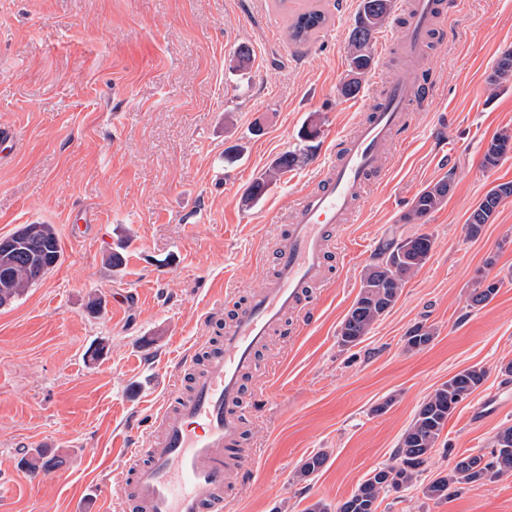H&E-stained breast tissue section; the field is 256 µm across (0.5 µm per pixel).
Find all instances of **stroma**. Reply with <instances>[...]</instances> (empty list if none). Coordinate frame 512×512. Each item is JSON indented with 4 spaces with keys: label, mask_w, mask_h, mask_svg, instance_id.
Listing matches in <instances>:
<instances>
[{
    "label": "stroma",
    "mask_w": 512,
    "mask_h": 512,
    "mask_svg": "<svg viewBox=\"0 0 512 512\" xmlns=\"http://www.w3.org/2000/svg\"><path fill=\"white\" fill-rule=\"evenodd\" d=\"M276 0H0V128L18 137L0 158V238L52 225L59 264L0 307V460L44 449L47 473L15 469L0 512H114L123 480L116 457L147 433L178 361L202 337L222 335L233 311L274 270L275 246L298 200L319 184L316 160L356 134L365 104L400 77L407 0L374 42L375 66L357 97L338 96L360 0H320L329 19L311 43L270 38L289 13ZM452 36L427 50L431 103L415 107L413 135L368 176L314 289L318 312L287 319L246 382L245 443L258 466L229 493L227 512H330L368 472L398 463L418 406L462 369L486 379L451 414L426 469L387 492L379 512H512V476L456 484L442 500L425 486L459 458L489 453L512 426V198L471 236L466 220L494 185L512 181V155L487 170L491 137L512 128V84L491 89L512 48V0H457ZM247 47L244 72L236 51ZM448 130V145L432 138ZM316 127L305 141L301 132ZM302 151L255 204L248 186L281 154ZM453 176L427 223L403 219L414 196ZM425 233L428 262L409 276L363 341L341 345L339 325L383 243ZM121 250L110 269L106 255ZM495 298L475 307L478 280ZM102 300L98 314L86 308ZM433 341L408 350L414 325ZM103 346L99 358L89 350ZM328 459L302 479V462Z\"/></svg>",
    "instance_id": "obj_1"
}]
</instances>
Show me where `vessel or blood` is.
Wrapping results in <instances>:
<instances>
[{
    "instance_id": "obj_1",
    "label": "vessel or blood",
    "mask_w": 512,
    "mask_h": 512,
    "mask_svg": "<svg viewBox=\"0 0 512 512\" xmlns=\"http://www.w3.org/2000/svg\"><path fill=\"white\" fill-rule=\"evenodd\" d=\"M446 14L444 0H410L403 53L421 55ZM424 100L414 80L388 83L370 101L359 134L337 142L321 187L291 213L288 234L275 249L274 276L251 292L215 345L198 346L179 361L150 432L123 455L122 512H224L230 486L252 475L256 461L242 447L244 380L273 328L323 283L331 242L350 222L360 188L385 147L411 137L408 113Z\"/></svg>"
}]
</instances>
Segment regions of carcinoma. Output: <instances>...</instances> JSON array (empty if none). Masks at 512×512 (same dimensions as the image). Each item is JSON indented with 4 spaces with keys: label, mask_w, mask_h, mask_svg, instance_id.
<instances>
[{
    "label": "carcinoma",
    "mask_w": 512,
    "mask_h": 512,
    "mask_svg": "<svg viewBox=\"0 0 512 512\" xmlns=\"http://www.w3.org/2000/svg\"><path fill=\"white\" fill-rule=\"evenodd\" d=\"M393 13V0H361L348 40V74L338 88L343 98H354L362 81L375 66L372 53L375 35ZM326 24L325 13L307 9L293 14L288 26V38L297 45L308 43L312 36ZM489 84L499 88L512 82V50L503 52L496 60ZM512 152V132L504 130L487 144L482 166L495 168ZM295 152H287L275 159L269 168L250 186L246 200L254 203L264 196L280 173L298 163ZM452 177L446 176L428 185L414 198L404 220L409 224H425L448 200ZM512 197V181L494 185L471 211L468 229L471 235L490 222L500 204ZM28 225L0 239L7 246L0 247V307L12 302L26 288L41 280L56 266L61 257V246L55 229L50 224L35 225L36 232L26 235ZM433 241L428 234H418L390 243L381 250L379 261L367 267L361 276L359 293L344 316L338 330L343 346H355L372 330L373 326L393 307L405 279L420 269L430 258ZM498 287L478 282L471 299L481 305L493 299ZM431 328L417 324L405 336L406 347L420 350L433 339ZM486 372L476 366L465 368L436 388L417 408L404 431L397 456V466L377 467L371 470L355 492L344 501L337 512H378L381 494L399 490L412 484L423 467L448 421L459 403L469 397L484 381ZM327 453L317 452L301 464L299 476L309 477L326 463ZM56 465L54 458L38 450L23 458V468L31 474ZM512 473V426L501 429L494 439L491 457L470 454L459 459L445 475L433 480L424 488L426 497L433 500L448 498V488L453 484L480 482L492 475Z\"/></svg>",
    "instance_id": "carcinoma-1"
}]
</instances>
